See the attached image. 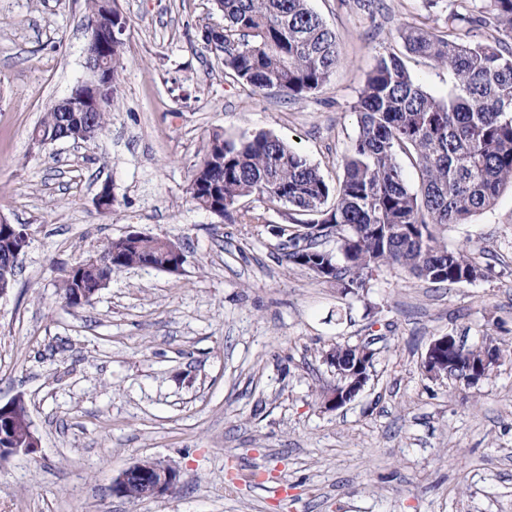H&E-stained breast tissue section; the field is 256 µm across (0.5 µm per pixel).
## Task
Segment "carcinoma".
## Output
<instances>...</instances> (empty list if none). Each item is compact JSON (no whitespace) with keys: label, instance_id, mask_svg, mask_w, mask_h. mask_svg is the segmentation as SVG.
<instances>
[{"label":"carcinoma","instance_id":"cac0c4a2","mask_svg":"<svg viewBox=\"0 0 512 512\" xmlns=\"http://www.w3.org/2000/svg\"><path fill=\"white\" fill-rule=\"evenodd\" d=\"M224 16V71L253 93L277 91L293 99L322 88L340 64L339 37L310 8L309 0H217ZM477 23L498 37L465 41L456 30ZM447 31L425 22L399 31L408 50L451 70L456 82L446 97L426 91L393 53L377 57L356 106L358 134L343 162V178L331 186L318 169L280 139L257 133L238 141L216 134L203 150L190 192L205 209L224 206V218L253 222L261 216L240 207L248 197L281 203L299 216L277 226L283 257L343 295L367 288L384 266L400 268L432 284L471 283L484 276L476 257L455 251L436 228L463 224L512 187V0H481L473 17L449 12ZM113 98L97 112H79L102 133ZM64 113L51 109L38 133L62 130ZM412 159L419 185L405 182L399 155ZM334 239L335 247H324ZM0 280L14 282L17 266L0 238ZM170 240L145 234L120 237L94 255L98 278L81 285L70 268L61 288L70 306L78 288L99 287L132 267L161 270L173 257ZM484 352L503 364L501 347L455 345L448 379L467 384Z\"/></svg>","mask_w":512,"mask_h":512}]
</instances>
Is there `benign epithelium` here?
Segmentation results:
<instances>
[{
    "instance_id": "1",
    "label": "benign epithelium",
    "mask_w": 512,
    "mask_h": 512,
    "mask_svg": "<svg viewBox=\"0 0 512 512\" xmlns=\"http://www.w3.org/2000/svg\"><path fill=\"white\" fill-rule=\"evenodd\" d=\"M127 25L117 18H112L108 32L102 38H94V56L98 59V65L90 66L92 77L82 81L72 88L70 93L61 99L56 107L61 112H68L73 106L75 99L80 98L88 103H95L100 107L104 97L108 94L112 85V60L109 55V48L112 42L118 41L126 32ZM456 342L452 336L442 335L437 337L429 346L423 361L424 373L432 380H441L448 377V369L443 367L446 362L448 346ZM374 351L368 347L359 348V354L353 368V379L342 387V390L331 389L322 401V408L326 411L336 410V406H345L353 401L367 386L370 380V373L366 371L372 361ZM24 399L17 397L10 402L0 406V462L14 455H29L40 446L39 438L36 436L29 414L22 413ZM23 419L27 429L26 441L23 444L17 442L13 435L6 434L1 430L3 425H12L18 419ZM136 479L144 499L161 498L172 491L176 482V472L154 461L145 464L137 461L123 470L112 481V495L120 497L124 486L130 479Z\"/></svg>"
}]
</instances>
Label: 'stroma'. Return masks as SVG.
<instances>
[{
    "mask_svg": "<svg viewBox=\"0 0 512 512\" xmlns=\"http://www.w3.org/2000/svg\"><path fill=\"white\" fill-rule=\"evenodd\" d=\"M309 5L343 62L292 100L225 76L201 38L224 22L214 0H116L128 25L107 129L42 147L45 113L88 76L91 13L86 0H0V218L30 238L0 298V404L23 397L40 439L0 463V512H512V366L472 387L420 370L436 336L512 344L511 189L438 230L449 249L471 247L482 279L439 286L385 267L347 296L283 259L272 228L287 206L250 198L259 221L231 224L188 193L216 133L278 137L337 183L377 56L397 54L433 95L453 88L399 29L478 11L477 0ZM131 232L179 243L182 270L129 268L93 305L67 306L65 271ZM345 341L370 343L373 376L327 411L323 354ZM145 458L176 471L172 492L113 496V479Z\"/></svg>",
    "mask_w": 512,
    "mask_h": 512,
    "instance_id": "stroma-1",
    "label": "stroma"
}]
</instances>
